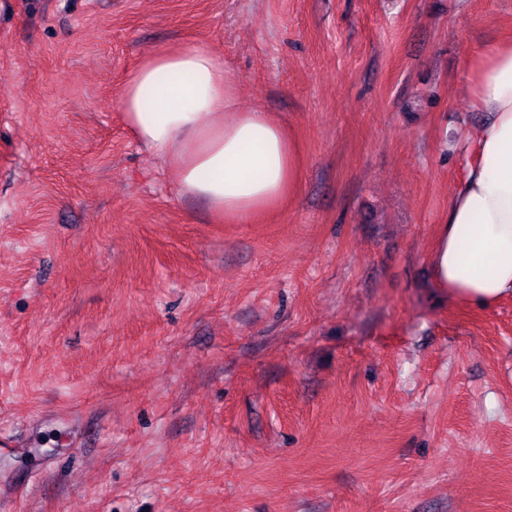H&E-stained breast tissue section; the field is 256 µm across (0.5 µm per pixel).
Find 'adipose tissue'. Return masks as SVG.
<instances>
[{
    "mask_svg": "<svg viewBox=\"0 0 512 512\" xmlns=\"http://www.w3.org/2000/svg\"><path fill=\"white\" fill-rule=\"evenodd\" d=\"M236 85L209 48H163L134 70L120 107L136 141L185 193L243 224L287 197L300 159L282 122L237 108ZM469 93L489 115L477 141L481 163L448 205L430 268L442 295L486 308L512 296V38L471 59Z\"/></svg>",
    "mask_w": 512,
    "mask_h": 512,
    "instance_id": "1",
    "label": "adipose tissue"
}]
</instances>
